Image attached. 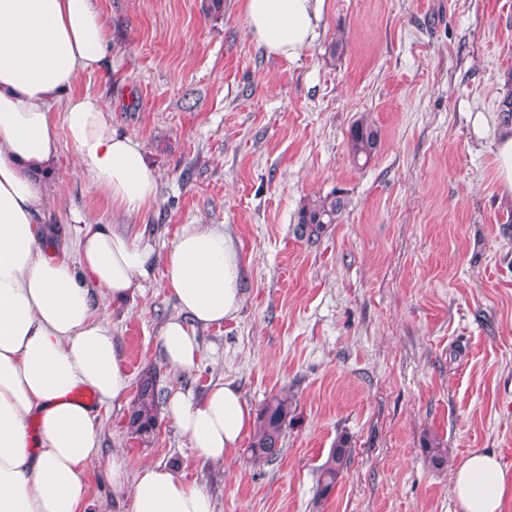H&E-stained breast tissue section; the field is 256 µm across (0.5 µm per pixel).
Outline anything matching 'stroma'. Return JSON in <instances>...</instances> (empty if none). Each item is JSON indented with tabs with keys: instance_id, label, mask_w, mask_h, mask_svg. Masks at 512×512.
<instances>
[{
	"instance_id": "35a3bbf8",
	"label": "stroma",
	"mask_w": 512,
	"mask_h": 512,
	"mask_svg": "<svg viewBox=\"0 0 512 512\" xmlns=\"http://www.w3.org/2000/svg\"><path fill=\"white\" fill-rule=\"evenodd\" d=\"M94 3L112 63L76 90L111 106L113 130L158 175L137 225L161 255L185 225H224L244 276L238 313L195 327L187 371L164 359L161 330L180 309L161 270L122 302L93 289L129 386L94 409L100 452L82 512H126L112 488L117 451L131 477L173 467L213 512H460L453 473L472 452L512 469V195L496 158L512 0H324L293 60L252 38L242 0H224L217 19L208 0ZM364 117L380 141L356 163L349 132ZM334 190L347 200L337 223L299 236L303 203ZM42 207L56 249L72 254L74 215L126 227L64 136ZM149 372L166 399L223 382L254 411L290 396L281 457L252 461L244 439L224 462H201L164 415L142 442L127 422ZM342 434L350 467L318 500L317 468ZM430 434L448 450L438 469Z\"/></svg>"
}]
</instances>
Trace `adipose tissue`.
Returning a JSON list of instances; mask_svg holds the SVG:
<instances>
[{
	"label": "adipose tissue",
	"instance_id": "obj_1",
	"mask_svg": "<svg viewBox=\"0 0 512 512\" xmlns=\"http://www.w3.org/2000/svg\"><path fill=\"white\" fill-rule=\"evenodd\" d=\"M322 3L243 0V9L255 40L290 59L310 43ZM108 44L93 0H0V512H80L98 434L89 405L71 394L84 388L113 400L129 385L91 290L125 299L158 261L139 229L88 219L71 261L48 248L39 221L63 135L90 186L125 217L157 199L158 179L139 143L113 133L99 96L75 91L79 75L108 65ZM160 261L165 287L196 324L239 311L242 265L224 228L185 226ZM161 336L168 365L193 368L199 345L181 318L168 320ZM166 414L207 463L224 462L253 425L228 383L196 402L174 393ZM112 484L127 491V512H212L197 484L162 464L131 478L113 453ZM454 492L461 512H503L512 471L495 454L473 452L454 474Z\"/></svg>",
	"mask_w": 512,
	"mask_h": 512
}]
</instances>
